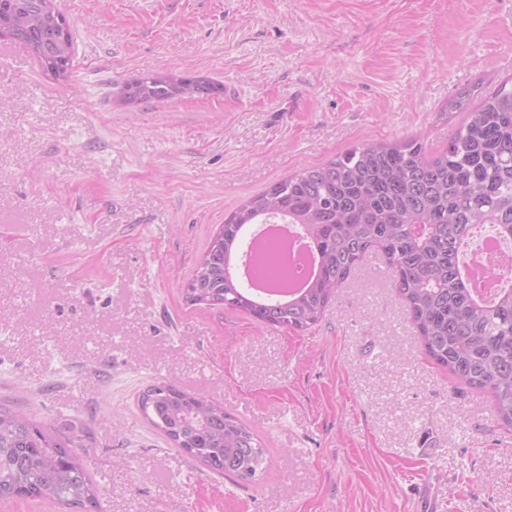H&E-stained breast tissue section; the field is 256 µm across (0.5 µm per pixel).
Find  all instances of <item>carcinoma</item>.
Returning a JSON list of instances; mask_svg holds the SVG:
<instances>
[{
	"label": "carcinoma",
	"instance_id": "obj_1",
	"mask_svg": "<svg viewBox=\"0 0 512 512\" xmlns=\"http://www.w3.org/2000/svg\"><path fill=\"white\" fill-rule=\"evenodd\" d=\"M41 0H0V25L48 74L73 63L72 37ZM175 75L127 86L130 102L169 100ZM202 80L183 95L212 94ZM472 90L448 100L466 112L448 145L431 156L419 139L362 144L321 166L303 168L250 198L213 235L185 288L191 304L222 306L263 324L306 330L373 252L391 271L426 356L454 379L486 392L499 422L512 429V287L478 297L461 277V246L477 226L512 239V90L468 111ZM271 220L299 225L319 258L308 287L285 300L261 302L237 280L231 263L243 227ZM142 411L176 448L212 472L252 481L266 449L241 421L202 393L157 383ZM75 437L0 406V500L27 498L100 512L97 488L78 460Z\"/></svg>",
	"mask_w": 512,
	"mask_h": 512
}]
</instances>
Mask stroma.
<instances>
[{
    "label": "stroma",
    "mask_w": 512,
    "mask_h": 512,
    "mask_svg": "<svg viewBox=\"0 0 512 512\" xmlns=\"http://www.w3.org/2000/svg\"><path fill=\"white\" fill-rule=\"evenodd\" d=\"M66 80L0 39V404L78 436L101 512H512V433L424 354L380 253L311 329L189 304L225 218L363 143L441 150L512 82V0H61ZM175 73L221 94L124 102ZM268 450L244 482L144 418L155 382Z\"/></svg>",
    "instance_id": "35a3bbf8"
}]
</instances>
